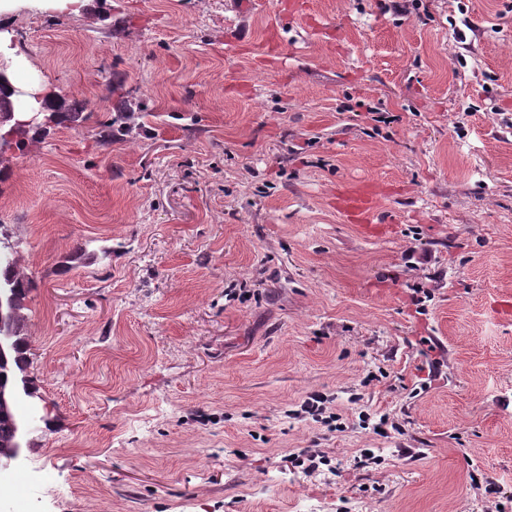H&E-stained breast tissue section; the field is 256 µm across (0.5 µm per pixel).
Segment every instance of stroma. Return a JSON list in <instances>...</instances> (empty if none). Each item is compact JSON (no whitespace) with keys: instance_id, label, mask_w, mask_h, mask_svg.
Returning a JSON list of instances; mask_svg holds the SVG:
<instances>
[{"instance_id":"stroma-1","label":"stroma","mask_w":512,"mask_h":512,"mask_svg":"<svg viewBox=\"0 0 512 512\" xmlns=\"http://www.w3.org/2000/svg\"><path fill=\"white\" fill-rule=\"evenodd\" d=\"M240 2L0 25L50 112L0 161L28 512H485L471 475L512 495V0ZM342 208L356 216L362 223H374V201L366 191L345 192L340 196ZM16 262L0 265V361L4 365L8 358V340L11 336L12 347L7 365L1 369L8 377V386L17 382L29 389H34L33 383L27 375V350L29 336H27V317L22 312L25 309L24 301L32 286L31 281L14 265ZM3 279H8L4 280ZM12 282H11V281ZM16 288V313L13 331V308ZM326 400L323 396L319 394H313L310 397H308L301 405V413H307L311 415L313 418L319 419L318 417L321 416V421L325 424V426H328L330 429L336 430L337 424H334V422H337L338 420H335V416L329 415L322 417V414L326 413V407L324 406Z\"/></svg>"}]
</instances>
